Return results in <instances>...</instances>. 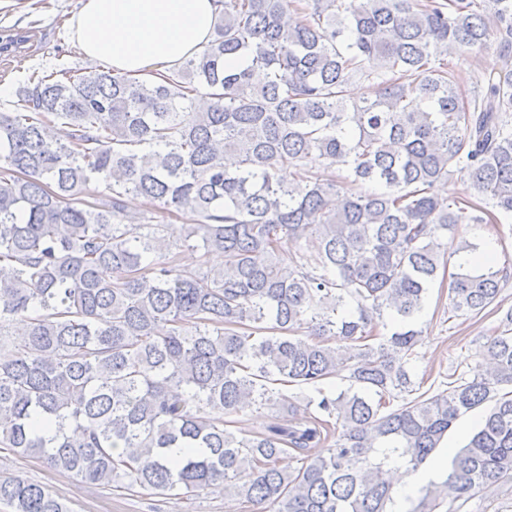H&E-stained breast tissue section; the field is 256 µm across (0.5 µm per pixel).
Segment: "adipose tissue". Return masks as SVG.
<instances>
[{
  "label": "adipose tissue",
  "instance_id": "1",
  "mask_svg": "<svg viewBox=\"0 0 512 512\" xmlns=\"http://www.w3.org/2000/svg\"><path fill=\"white\" fill-rule=\"evenodd\" d=\"M75 22L83 54L133 75L165 72L201 52L218 0H82Z\"/></svg>",
  "mask_w": 512,
  "mask_h": 512
}]
</instances>
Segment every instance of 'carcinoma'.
<instances>
[{
  "mask_svg": "<svg viewBox=\"0 0 512 512\" xmlns=\"http://www.w3.org/2000/svg\"><path fill=\"white\" fill-rule=\"evenodd\" d=\"M221 5L175 70H34L0 112V449L104 488L388 512L390 455L413 475L483 408L411 512L512 484V310L486 367L434 394L409 373L448 239L512 218V68L465 89L447 61L493 36L511 56L512 0ZM27 42L5 32L0 54ZM454 172L472 193L451 203L437 187ZM182 250L224 264L181 266ZM511 279L458 264L448 313L480 314ZM334 378L350 386L325 391ZM289 385L318 397L285 406ZM260 409L276 410L263 431L227 428ZM0 503L69 512L13 476Z\"/></svg>",
  "mask_w": 512,
  "mask_h": 512,
  "instance_id": "carcinoma-1",
  "label": "carcinoma"
}]
</instances>
